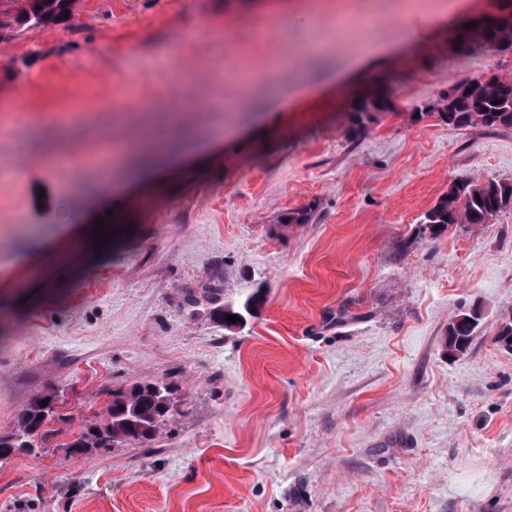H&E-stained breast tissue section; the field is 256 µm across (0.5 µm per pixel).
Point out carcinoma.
<instances>
[{
  "label": "carcinoma",
  "instance_id": "carcinoma-1",
  "mask_svg": "<svg viewBox=\"0 0 512 512\" xmlns=\"http://www.w3.org/2000/svg\"><path fill=\"white\" fill-rule=\"evenodd\" d=\"M27 5L12 13L6 4L17 0H0V30L18 25L23 28L58 24L66 21L64 13L73 12L76 0H26ZM476 25L461 27L449 35V43L463 35L469 37L471 50H486L496 42L512 44V0L509 5L494 13L474 19ZM469 91L446 95L431 108L444 123L453 127L483 126L486 128L512 127V78L493 76L488 79L474 78L465 82ZM394 90L391 84L380 82L355 98L348 108L350 124L365 128L376 121L377 114L395 109ZM512 203V184L466 179L452 185L428 210L422 220L424 231L438 235L452 224H483L502 208ZM209 302L224 327H239L242 322L226 320L228 315L240 318L250 315L263 303L260 292L248 296L243 302L219 303L220 292L216 288H204ZM478 317L474 313H460L448 323L446 347L448 352L462 353L468 347ZM172 396L171 386L163 382H146L132 387L128 392L112 393L106 407L107 418L102 423H92L82 429L70 442L75 452L90 448H111L114 444L129 440L151 438L158 425L170 411L166 401ZM53 407L42 405L41 400L32 402L18 418L15 431L0 435V449L9 453L36 450L35 437L43 435V426L50 423Z\"/></svg>",
  "mask_w": 512,
  "mask_h": 512
}]
</instances>
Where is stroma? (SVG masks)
Here are the masks:
<instances>
[{
    "label": "stroma",
    "mask_w": 512,
    "mask_h": 512,
    "mask_svg": "<svg viewBox=\"0 0 512 512\" xmlns=\"http://www.w3.org/2000/svg\"><path fill=\"white\" fill-rule=\"evenodd\" d=\"M264 2L76 0L74 28L0 30V116L26 113L0 145V434L57 397L37 452L0 461V512H512V205L421 227L460 179L512 183V127L427 113L512 78V53L448 47L498 0H418V37L404 0ZM377 79L397 109L353 128ZM112 152L100 206L128 230L91 255L88 166ZM213 284L264 302L226 329L181 300ZM156 381L175 394L151 439L71 452ZM477 321L478 317L475 313H460L448 323L446 347L449 354L464 353L477 326Z\"/></svg>",
    "instance_id": "obj_1"
}]
</instances>
